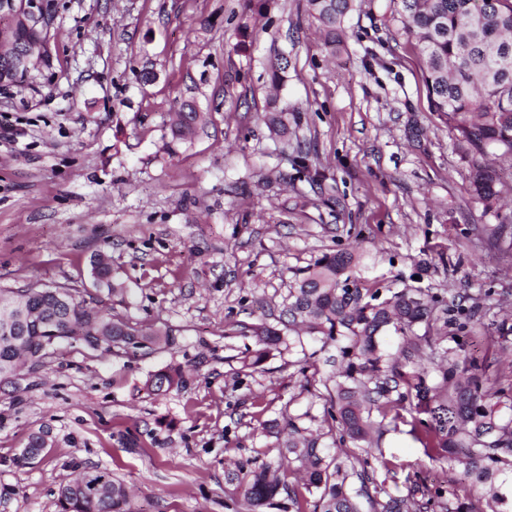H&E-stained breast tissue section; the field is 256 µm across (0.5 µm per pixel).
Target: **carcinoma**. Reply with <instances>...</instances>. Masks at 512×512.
I'll list each match as a JSON object with an SVG mask.
<instances>
[{
	"mask_svg": "<svg viewBox=\"0 0 512 512\" xmlns=\"http://www.w3.org/2000/svg\"><path fill=\"white\" fill-rule=\"evenodd\" d=\"M309 13L336 45L352 0H307ZM393 15L417 41L431 110L456 131L455 146L470 171L474 196L486 209L500 191L495 162L512 164V0H391ZM52 14L38 25L21 23L14 45L31 39L49 45ZM206 125L205 113L184 102L171 120L173 139L189 142ZM511 224H496L488 245L512 265ZM98 290L124 300L127 289L102 255L90 261ZM364 258L347 248L323 254L299 272L289 288L282 328H251L240 371L262 370L274 354L304 347L303 336H320L336 349V370L319 375L304 362L307 383L326 391L323 418L313 429L284 417L286 435L276 469L262 464L239 469V498L230 512H474L471 504L450 507L444 485H428L421 473L405 478L407 494L391 484L397 472L379 442L399 425L442 462L454 463L478 481L494 473L512 474V371L490 380L486 359L462 354L463 338L479 320L451 317L444 297L420 288L392 290L362 275ZM403 337L395 353L383 350L389 332ZM79 343L106 354L155 352L176 344L174 330L143 329L91 308L66 287L0 289V384L17 387L20 361L38 369L61 343ZM183 369L166 365L151 373L148 394L179 390ZM50 427L28 434L26 453L12 458L29 466L53 447ZM374 493H369V490ZM59 512H131L127 486L107 468H86L58 489Z\"/></svg>",
	"mask_w": 512,
	"mask_h": 512,
	"instance_id": "obj_1",
	"label": "carcinoma"
}]
</instances>
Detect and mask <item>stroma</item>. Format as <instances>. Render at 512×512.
I'll use <instances>...</instances> for the list:
<instances>
[{
	"label": "stroma",
	"instance_id": "1",
	"mask_svg": "<svg viewBox=\"0 0 512 512\" xmlns=\"http://www.w3.org/2000/svg\"><path fill=\"white\" fill-rule=\"evenodd\" d=\"M48 62L0 87V289L65 286L91 307L143 327H172L173 350L111 356L62 346L18 387L0 388V512H57L59 486L102 466L133 512H226L227 474L276 462L284 413L318 419L299 360L328 374L318 341L240 374L253 326L278 325L295 272L323 253L361 249L373 275L429 288L486 323L512 325V270L497 250L473 261L485 229L512 219L472 195L454 133L428 105L415 39L389 0H354L328 47L306 0H51ZM288 57L272 87L266 66ZM155 78L142 83V67ZM184 101L207 112L188 144L172 138ZM283 111L287 137L265 123ZM309 169L297 170L299 152ZM106 253L125 302L97 291L90 258ZM181 365L185 388L146 394L150 372ZM173 419L172 429L158 418ZM48 424L57 444L12 465ZM381 446L399 475L446 482L485 512L501 483L430 459L403 433Z\"/></svg>",
	"mask_w": 512,
	"mask_h": 512
}]
</instances>
